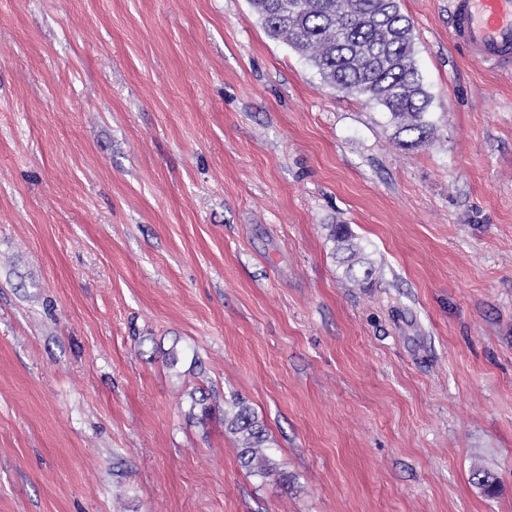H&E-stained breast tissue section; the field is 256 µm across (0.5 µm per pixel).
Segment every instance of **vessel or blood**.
Listing matches in <instances>:
<instances>
[{
    "mask_svg": "<svg viewBox=\"0 0 512 512\" xmlns=\"http://www.w3.org/2000/svg\"><path fill=\"white\" fill-rule=\"evenodd\" d=\"M450 35L475 62L512 64V0H448Z\"/></svg>",
    "mask_w": 512,
    "mask_h": 512,
    "instance_id": "obj_1",
    "label": "vessel or blood"
}]
</instances>
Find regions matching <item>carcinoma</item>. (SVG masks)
<instances>
[{
  "instance_id": "obj_1",
  "label": "carcinoma",
  "mask_w": 512,
  "mask_h": 512,
  "mask_svg": "<svg viewBox=\"0 0 512 512\" xmlns=\"http://www.w3.org/2000/svg\"><path fill=\"white\" fill-rule=\"evenodd\" d=\"M268 36L293 47L316 69L321 82L337 91L365 97L386 109L400 141L408 148L428 141L434 125L427 118L430 97L414 57L413 25L397 0H250ZM328 239L345 277L358 284L376 273L367 247L346 224L327 225ZM228 420L238 435L246 467L273 469L265 453L267 435L241 402Z\"/></svg>"
}]
</instances>
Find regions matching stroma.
<instances>
[{
    "mask_svg": "<svg viewBox=\"0 0 512 512\" xmlns=\"http://www.w3.org/2000/svg\"><path fill=\"white\" fill-rule=\"evenodd\" d=\"M398 4L416 148L249 0H0V512H512V66ZM328 239L333 243L337 262L343 267L345 277L358 284L370 280L376 273L374 261L367 247L357 241L356 236L346 224L327 225ZM236 411L231 419H227L229 429L238 435L240 456L246 467L257 469V472L266 474L273 469V463L265 453L267 450V435L264 428L258 424L250 409L238 402L234 405Z\"/></svg>",
    "mask_w": 512,
    "mask_h": 512,
    "instance_id": "obj_1",
    "label": "stroma"
}]
</instances>
